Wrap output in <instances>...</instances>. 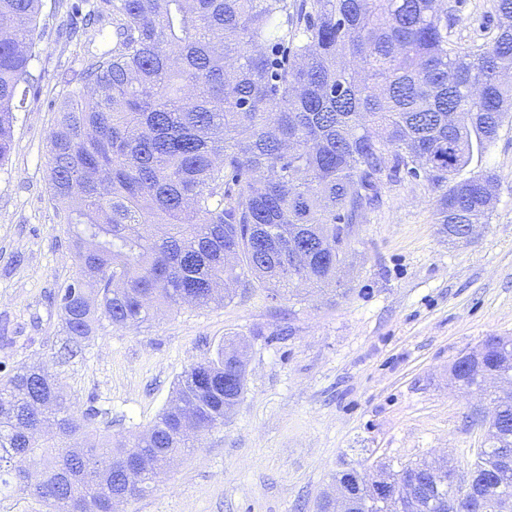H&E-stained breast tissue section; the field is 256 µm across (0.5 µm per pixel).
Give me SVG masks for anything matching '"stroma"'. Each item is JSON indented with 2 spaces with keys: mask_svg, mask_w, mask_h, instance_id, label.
<instances>
[{
  "mask_svg": "<svg viewBox=\"0 0 512 512\" xmlns=\"http://www.w3.org/2000/svg\"><path fill=\"white\" fill-rule=\"evenodd\" d=\"M72 0H41L37 81L0 166V378L26 362L53 375L73 408L109 413L112 429L144 433L171 402L177 378L244 340V393L223 425L119 512H315L343 465L446 455L467 470L490 404L458 389L452 364L489 336L512 337V114L472 169L498 176V202L470 241L449 243L425 179L385 185L350 237L335 288L182 306L140 328L101 323L81 354L60 362L66 336L52 298L75 271L62 211L51 199L46 145L73 70L112 47L103 21L93 45L69 37ZM494 0H441L451 39L486 41Z\"/></svg>",
  "mask_w": 512,
  "mask_h": 512,
  "instance_id": "obj_1",
  "label": "stroma"
}]
</instances>
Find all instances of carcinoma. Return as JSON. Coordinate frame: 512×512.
<instances>
[{"label":"carcinoma","instance_id":"1","mask_svg":"<svg viewBox=\"0 0 512 512\" xmlns=\"http://www.w3.org/2000/svg\"><path fill=\"white\" fill-rule=\"evenodd\" d=\"M40 0H0V163L13 145L31 71ZM85 25L112 16V52L84 60L48 137L53 201L77 272L58 290L70 359L105 319L134 328L152 313L206 307L239 289L286 297L322 288L345 264L351 226L405 174L438 192L452 242L486 224L489 171L463 178L512 112V0H495V34L462 47L437 0H75ZM245 362L219 348L178 379L175 396L133 441L91 440L94 406L76 413L40 365L0 381V488L25 481L17 459L45 460L32 495L52 512H114L135 498L124 466L154 467L224 423ZM486 394L489 433L468 471L470 501L445 459L380 466V494L336 472L348 512H502L512 503V338L486 337L453 365ZM416 479L412 498L397 491Z\"/></svg>","mask_w":512,"mask_h":512}]
</instances>
